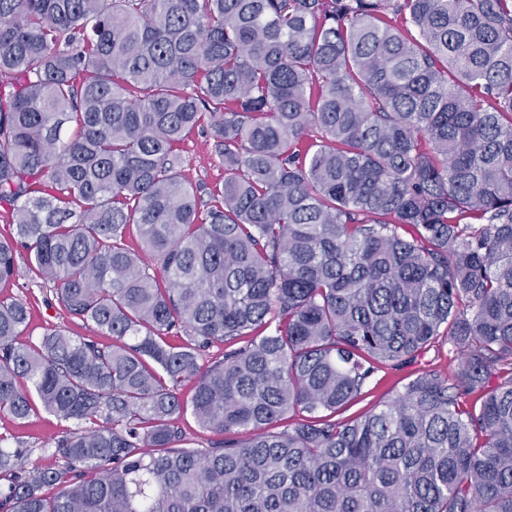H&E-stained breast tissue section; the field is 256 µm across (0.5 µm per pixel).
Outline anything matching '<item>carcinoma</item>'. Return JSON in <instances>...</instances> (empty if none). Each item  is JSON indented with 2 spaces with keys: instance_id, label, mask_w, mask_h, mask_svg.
I'll return each mask as SVG.
<instances>
[{
  "instance_id": "cac0c4a2",
  "label": "carcinoma",
  "mask_w": 512,
  "mask_h": 512,
  "mask_svg": "<svg viewBox=\"0 0 512 512\" xmlns=\"http://www.w3.org/2000/svg\"><path fill=\"white\" fill-rule=\"evenodd\" d=\"M0 209V512H512V0H0ZM181 154L180 173L193 186L208 187L224 181V166L220 164L205 134L192 133L179 147ZM34 281H29L28 278L22 277L10 284H2L0 286V298L12 296L27 302L30 311L27 332L32 334L34 338L42 334L46 329L61 327L73 336H92L102 344L110 342L107 337L96 335L82 321L68 317L55 303L50 288L40 287ZM453 354L446 343H436L427 353L418 359L412 366L402 370H394L389 367L381 368L364 389V395L354 402L341 416L352 417L370 410L375 404L394 395L402 389L413 374L419 369H437L448 372V367L453 368ZM412 375V376H411ZM74 431L75 425L72 421L59 420L44 412L40 406L27 420H14L0 414V435L8 438L7 443L11 447L20 442L30 450L24 463L26 469L44 462L41 448L54 445L56 441Z\"/></svg>"
}]
</instances>
